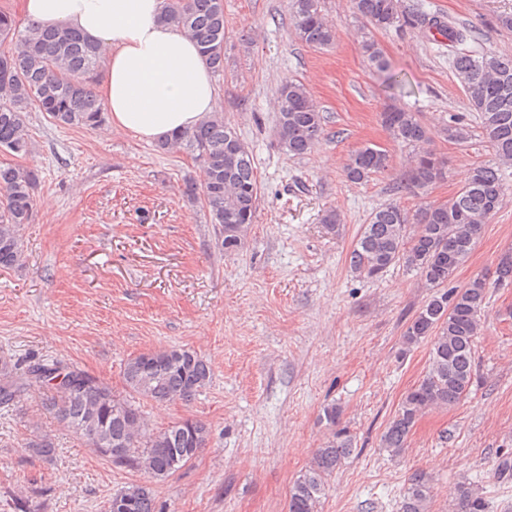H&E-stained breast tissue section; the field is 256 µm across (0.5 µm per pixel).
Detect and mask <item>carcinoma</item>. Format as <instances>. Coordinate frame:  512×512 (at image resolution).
<instances>
[{
  "label": "carcinoma",
  "instance_id": "obj_1",
  "mask_svg": "<svg viewBox=\"0 0 512 512\" xmlns=\"http://www.w3.org/2000/svg\"><path fill=\"white\" fill-rule=\"evenodd\" d=\"M354 13L376 30L401 26L398 0H352ZM164 20L196 43L210 72H224V0H163ZM290 26L295 37L313 47H327L335 31L321 14L319 0H293ZM428 28L448 39V47L471 37V31L438 17ZM362 49L373 67L394 81L396 76L377 43L366 38ZM104 52L66 26L30 24L21 29L14 15L0 9V153L23 156L30 152L32 111L42 112L58 126L92 130L104 122L105 108L90 88ZM455 76L464 89L499 163L512 165V56L492 51L456 53ZM381 124L391 138L411 147L430 140L429 128L414 112L389 108ZM324 116L305 86L285 79L278 88V143L293 157L308 153L324 134ZM184 145L199 169V179L185 183L184 194L199 198L211 223L224 228L217 234L220 248L232 253L245 243L258 205L254 158L224 113L213 112L189 133L160 142L163 151ZM387 151L366 146L349 158L346 178L361 183L389 167ZM409 185L423 189L443 178L445 170L435 154L420 150L411 163ZM38 171L0 164V268L20 265V228L30 223L35 205ZM503 189L499 169L471 168L454 197L411 214L396 203L376 209L350 253L354 273L377 279L395 264L415 271L430 288L448 284L470 256L484 225L499 209ZM465 244L448 257V239ZM512 285V252L503 254L486 273L465 287L436 292L422 306L403 333V344L427 340L429 363L422 379L405 395L381 435L380 447L396 456L406 447L423 413L452 407L469 394L477 380L475 343L482 330V310L489 285ZM130 394L157 404L189 402L211 381L208 362L196 351L171 348L142 353L124 368ZM38 385L53 394L57 419L86 438L97 453L117 448L107 459L117 467L134 469L151 481L164 480L191 462L205 448L209 428L185 418L157 430L136 401L121 398L87 372L61 361L45 359L26 367L0 359V404L21 400ZM328 435L311 464L292 484L288 512H319L326 478L350 454L353 439L340 426L336 406L324 408ZM489 502L469 482L454 492L449 512H488ZM106 512H156L146 485H132L112 495ZM400 512H430L429 478L415 472L408 479Z\"/></svg>",
  "mask_w": 512,
  "mask_h": 512
}]
</instances>
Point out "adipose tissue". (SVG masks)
Instances as JSON below:
<instances>
[{"label": "adipose tissue", "instance_id": "obj_1", "mask_svg": "<svg viewBox=\"0 0 512 512\" xmlns=\"http://www.w3.org/2000/svg\"><path fill=\"white\" fill-rule=\"evenodd\" d=\"M28 22L65 25L108 52L94 86L111 128L147 141L192 130L217 109L196 45L162 19V0H24Z\"/></svg>", "mask_w": 512, "mask_h": 512}]
</instances>
